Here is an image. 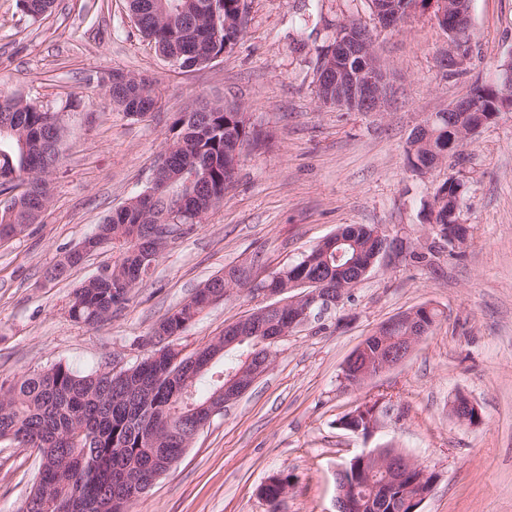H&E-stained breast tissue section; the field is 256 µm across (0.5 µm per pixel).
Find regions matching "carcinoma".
I'll use <instances>...</instances> for the list:
<instances>
[{
  "mask_svg": "<svg viewBox=\"0 0 512 512\" xmlns=\"http://www.w3.org/2000/svg\"><path fill=\"white\" fill-rule=\"evenodd\" d=\"M209 0H128L134 23L153 43L161 57H176L180 69L204 67L211 54L224 51L228 34L215 37L211 16L199 13ZM123 72L112 70L100 77L104 95L124 114L144 118L154 111L158 95L151 79L139 76L131 81L122 98L112 96L111 78ZM0 193L18 191L10 204L0 208V240L16 234V229L35 224L50 202L49 177L60 162V150L67 137L63 125L51 123L52 113L43 106L16 97L0 96ZM252 132L243 112L222 99L200 100L178 113L169 127L164 154L173 174L163 189H147L112 211L90 240L91 245L112 250V263L104 273L85 280L75 290L69 306L70 318L96 327L112 317L129 300L135 288L150 275L141 266V254L152 251L162 256L168 246L165 237H151L146 225L164 230L171 219L181 224L203 217L199 212L204 196L192 180L195 171L206 170L207 185L217 194L226 188L224 166L234 160L236 145L250 138ZM448 118L433 124L429 145L407 151L413 171L423 175L438 155L452 150ZM462 184L448 178L434 190L437 212L430 224L439 226L435 236L448 248L463 255V244L448 239V212L460 202ZM342 248L353 264L342 268L334 255L319 250L308 251L309 262H298L264 279L281 292V298L294 296L289 290L292 276L305 275L330 285L348 283L371 256L375 242L372 226L350 224L344 227ZM77 252L64 253L48 272L60 279L78 266ZM246 272L233 267L217 275L176 310L163 317L152 335L164 331L179 335L197 315L212 304V296L241 287L239 275ZM250 342L238 344L219 356L220 370L203 374L184 371L171 376L163 362L147 354L142 361L114 374L95 370L84 373L68 364L24 374L0 382V439H8L37 449L39 469L27 497L29 512H97L95 504H110L108 512H129L127 480L136 476L149 484L164 472L166 463L190 447L193 435L183 422L199 416L216 390L224 385L222 377L243 363ZM382 341L367 337L353 351L343 369V379L373 366ZM420 491L416 474L410 473L395 488L387 477L376 472L363 480L357 495L363 500L362 512H408L405 496Z\"/></svg>",
  "mask_w": 512,
  "mask_h": 512,
  "instance_id": "carcinoma-1",
  "label": "carcinoma"
}]
</instances>
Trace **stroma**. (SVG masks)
<instances>
[{
  "label": "stroma",
  "mask_w": 512,
  "mask_h": 512,
  "mask_svg": "<svg viewBox=\"0 0 512 512\" xmlns=\"http://www.w3.org/2000/svg\"><path fill=\"white\" fill-rule=\"evenodd\" d=\"M247 28L206 67L181 70L132 22L127 0H56L34 19L20 0H0V92L50 110L66 101L68 136L39 222L0 242V381L62 362L92 371L140 361L156 322L207 279L238 265L257 278L294 264L348 224H369L406 249L430 246L428 205L448 178L463 184L461 257L440 248L431 265L404 255L377 263L348 300L275 347L271 369L196 436L132 512H336V475L361 452L389 442L438 474L421 512H512V110L464 144L459 160L415 173L407 146L423 121L496 81L512 59V0H471L465 73L446 77L448 35L432 11L380 28L371 0H246ZM357 22L391 76L379 112L320 104L316 69L338 26ZM119 69L154 82L150 115L127 117L96 80ZM240 106L262 143H244L233 183L201 223L182 225L130 301L97 327L75 323L73 291L112 260L100 249L63 280L59 257L149 184L176 113L197 98ZM242 288L199 314L174 343L192 355L226 325L263 306ZM429 305L438 319L409 359L346 387L354 349L391 318ZM466 394L480 423L448 413ZM380 400L371 438L338 420ZM38 471L33 449L0 440V512H17ZM290 475L278 507L260 493Z\"/></svg>",
  "instance_id": "35a3bbf8"
}]
</instances>
